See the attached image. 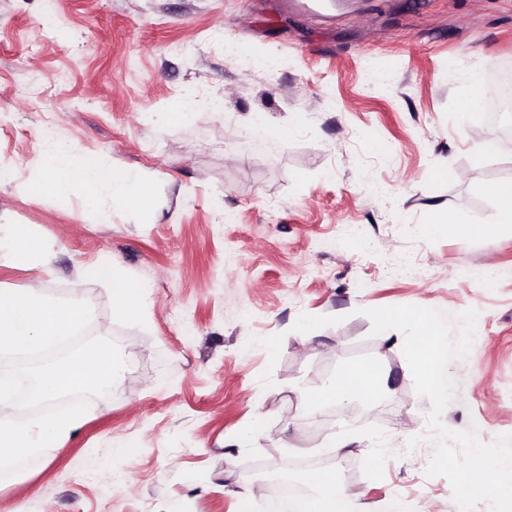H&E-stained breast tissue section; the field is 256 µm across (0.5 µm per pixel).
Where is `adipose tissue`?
Returning <instances> with one entry per match:
<instances>
[{
  "label": "adipose tissue",
  "instance_id": "1",
  "mask_svg": "<svg viewBox=\"0 0 512 512\" xmlns=\"http://www.w3.org/2000/svg\"><path fill=\"white\" fill-rule=\"evenodd\" d=\"M67 149L52 147L41 156V164L47 173L44 181L32 185L36 194H65L80 188L87 205H95L101 190H108L112 205L118 209H145L152 203L149 187L140 176L130 171H118L100 165L87 157L79 163L67 162ZM0 251L22 261L48 264L52 248L32 241L28 236L10 225H0ZM91 276L112 284V304L120 315L136 319L143 317L148 292L141 285L128 282L114 265L90 268ZM386 391V383L376 366L356 365L330 381L320 391L304 395L306 406L315 407L327 403H342L354 400L366 404L374 403ZM317 494L313 503L301 512H360L359 506L342 491L334 476L323 474L316 481Z\"/></svg>",
  "mask_w": 512,
  "mask_h": 512
}]
</instances>
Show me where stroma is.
Segmentation results:
<instances>
[{"mask_svg": "<svg viewBox=\"0 0 512 512\" xmlns=\"http://www.w3.org/2000/svg\"><path fill=\"white\" fill-rule=\"evenodd\" d=\"M43 10L0 0V225L54 258L1 255L0 287L89 301V335L126 367L62 450L0 479V512H265L274 460L317 457L344 431L324 471L364 512H459L449 481L425 473L430 402L403 335H372L364 311L428 306L455 329L475 311L442 420L480 425L484 444L512 436V230H469L494 224L488 188L512 180V146L473 166L488 131L457 118L474 80L512 67V0H55L50 31ZM228 44L275 66L232 65ZM191 89V116L164 120ZM254 114L288 134L255 145ZM48 117L73 158L141 175L152 209L113 208L105 190L93 207L32 193ZM438 208L465 224L424 235ZM107 263L147 288L142 319L87 276ZM362 363L391 392L357 428L303 404Z\"/></svg>", "mask_w": 512, "mask_h": 512, "instance_id": "stroma-1", "label": "stroma"}]
</instances>
